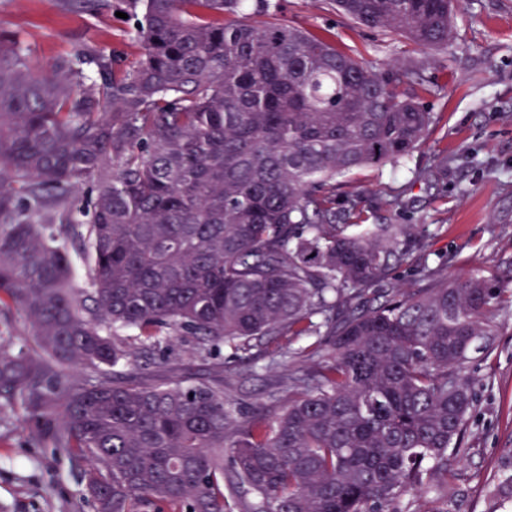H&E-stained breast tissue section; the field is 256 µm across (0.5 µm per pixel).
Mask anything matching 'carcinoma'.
Segmentation results:
<instances>
[{"label": "carcinoma", "instance_id": "1", "mask_svg": "<svg viewBox=\"0 0 512 512\" xmlns=\"http://www.w3.org/2000/svg\"><path fill=\"white\" fill-rule=\"evenodd\" d=\"M121 2L138 8L140 59L101 55L88 85L73 58L39 75L19 35L0 37V317L26 321L0 344V410H24L28 443L78 449L96 512H408L447 489L470 354L504 289L429 267L416 288H382L406 227L362 223L356 198L336 209V179L428 136L434 113L405 89L419 71L369 66L279 22L271 0ZM335 2L448 43L450 0ZM81 178L82 312L67 250ZM177 336L239 360L270 336L311 364L273 420L239 422L219 385L176 374ZM132 340L166 374L145 379Z\"/></svg>", "mask_w": 512, "mask_h": 512}]
</instances>
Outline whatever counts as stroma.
<instances>
[{
	"mask_svg": "<svg viewBox=\"0 0 512 512\" xmlns=\"http://www.w3.org/2000/svg\"><path fill=\"white\" fill-rule=\"evenodd\" d=\"M117 0L99 11L59 0H0V37L23 33L34 71H47L61 56L79 55L84 79H98L91 56L140 55L132 20L120 18ZM280 20L335 37L339 48L380 66L393 60L422 66L425 85L409 84L438 121L398 167H364L343 177L337 203L363 200L365 223L410 227L407 258L395 273L400 287H414L422 267L440 278L477 274L512 289V0H456L447 46L424 49L402 36L353 23L334 0H278ZM446 167H438L439 159ZM432 169L429 181L416 174ZM429 230L420 245L421 230ZM488 347L472 353L474 407L466 421L468 457L454 468L447 495L411 497V512H512V490L499 484L512 470V304H504ZM189 338L175 352L183 375L219 379L224 397L245 419L278 414L287 397L279 382L302 365L289 358L271 365L278 344L252 343V361L191 356ZM21 409L0 413V512H94L82 498L78 451L28 445Z\"/></svg>",
	"mask_w": 512,
	"mask_h": 512,
	"instance_id": "stroma-1",
	"label": "stroma"
}]
</instances>
